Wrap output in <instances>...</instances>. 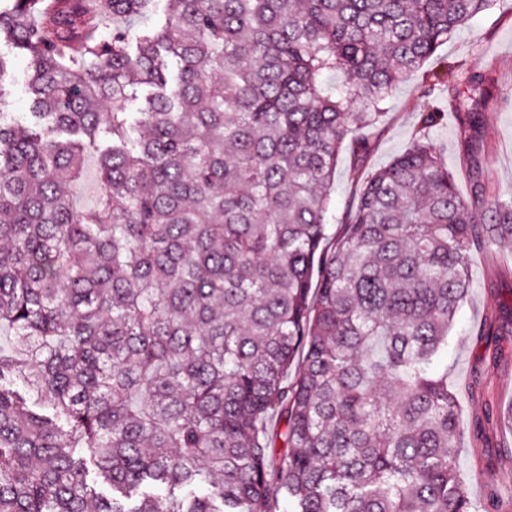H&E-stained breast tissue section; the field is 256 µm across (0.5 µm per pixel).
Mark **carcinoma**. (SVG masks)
Instances as JSON below:
<instances>
[{
  "mask_svg": "<svg viewBox=\"0 0 512 512\" xmlns=\"http://www.w3.org/2000/svg\"><path fill=\"white\" fill-rule=\"evenodd\" d=\"M157 2L0 0L33 109L0 121V512H471L441 362L512 196L474 164L460 196L432 107L327 218L344 143L490 0ZM494 84L422 97L471 151ZM443 97V94L438 95L441 107L444 106ZM443 109L446 112L444 121L427 130V139L448 171L455 173L463 162V148L457 135L454 115L448 112L447 107ZM98 190V170L94 157L85 160L81 176L73 185V201L79 206L93 204Z\"/></svg>",
  "mask_w": 512,
  "mask_h": 512,
  "instance_id": "1",
  "label": "carcinoma"
}]
</instances>
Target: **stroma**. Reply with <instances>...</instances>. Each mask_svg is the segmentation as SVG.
<instances>
[{
    "mask_svg": "<svg viewBox=\"0 0 512 512\" xmlns=\"http://www.w3.org/2000/svg\"><path fill=\"white\" fill-rule=\"evenodd\" d=\"M464 64L473 73L496 72L498 82L484 108V137L477 155L484 178L501 191L512 190V0H492L491 7L449 36L417 72L394 89L383 119L376 150L361 163L342 152L332 189L329 226L353 195L377 169L401 154L412 141L422 100L423 72L444 65ZM28 62L11 61L6 79L10 96L0 119L21 122L30 107ZM427 139L449 171L459 169L463 148L453 114L427 131ZM512 254L474 256L470 264V292L459 308L448 337V387L460 403L456 464L466 478V490L476 512H490L493 478L512 475V431L490 424L486 436L474 440L473 427L486 407L512 406V333L501 328L505 306L512 304V276L500 274Z\"/></svg>",
    "mask_w": 512,
    "mask_h": 512,
    "instance_id": "obj_1",
    "label": "stroma"
}]
</instances>
